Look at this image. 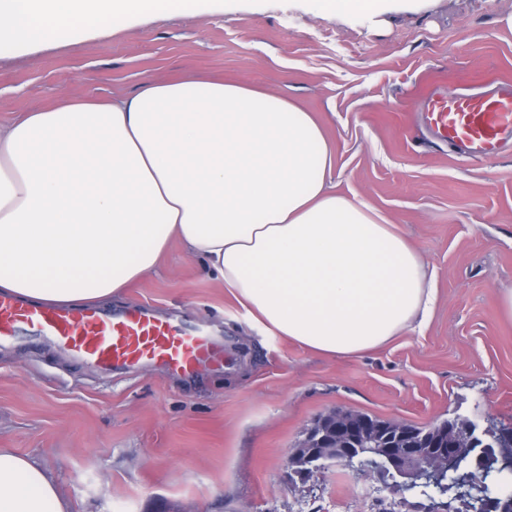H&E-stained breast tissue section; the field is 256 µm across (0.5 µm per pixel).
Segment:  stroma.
Segmentation results:
<instances>
[{
    "label": "stroma",
    "mask_w": 512,
    "mask_h": 512,
    "mask_svg": "<svg viewBox=\"0 0 512 512\" xmlns=\"http://www.w3.org/2000/svg\"><path fill=\"white\" fill-rule=\"evenodd\" d=\"M512 0H388L377 15L317 0H215L142 15L111 34L38 50L0 46V122L62 94L114 97L143 77L224 78L292 99L321 122L329 181L396 224L436 290L423 327L350 356L262 330L202 262L172 242L158 271L106 303L208 324L224 358L182 376L112 373L28 337L0 346V448L54 479L69 512H427L330 465L287 466L333 409L430 426H512V154L467 161L417 121L432 89L512 81Z\"/></svg>",
    "instance_id": "obj_1"
}]
</instances>
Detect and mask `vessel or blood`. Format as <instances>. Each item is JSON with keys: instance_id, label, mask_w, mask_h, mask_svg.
I'll use <instances>...</instances> for the list:
<instances>
[{"instance_id": "1", "label": "vessel or blood", "mask_w": 512, "mask_h": 512, "mask_svg": "<svg viewBox=\"0 0 512 512\" xmlns=\"http://www.w3.org/2000/svg\"><path fill=\"white\" fill-rule=\"evenodd\" d=\"M421 120L439 142L465 159L512 152V83L491 93L431 92L423 100ZM24 331L109 372L157 364L190 375L219 354L203 329L188 331L146 310L47 308L0 294V345Z\"/></svg>"}]
</instances>
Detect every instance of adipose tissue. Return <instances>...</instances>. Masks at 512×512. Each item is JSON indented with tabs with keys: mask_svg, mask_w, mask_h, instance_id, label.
Masks as SVG:
<instances>
[{
	"mask_svg": "<svg viewBox=\"0 0 512 512\" xmlns=\"http://www.w3.org/2000/svg\"><path fill=\"white\" fill-rule=\"evenodd\" d=\"M203 0H0V43L94 37ZM312 113L221 80L142 79L127 96H64L0 125V294L103 303L157 269L171 240L267 331L331 356L430 317L422 257L374 209L331 191ZM0 512H68L29 457L0 448Z\"/></svg>",
	"mask_w": 512,
	"mask_h": 512,
	"instance_id": "obj_1",
	"label": "adipose tissue"
}]
</instances>
